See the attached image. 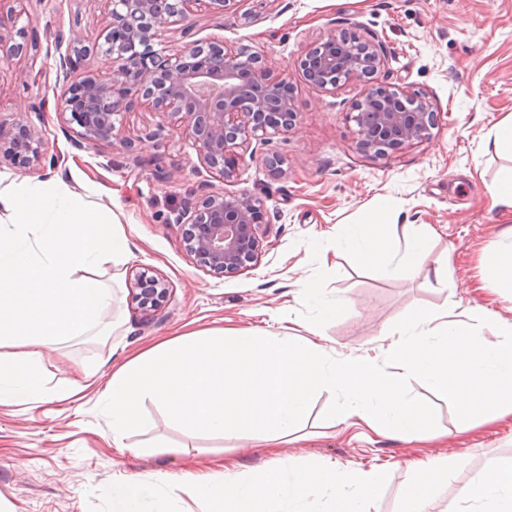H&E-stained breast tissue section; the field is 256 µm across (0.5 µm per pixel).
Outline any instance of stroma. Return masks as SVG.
<instances>
[{
	"mask_svg": "<svg viewBox=\"0 0 512 512\" xmlns=\"http://www.w3.org/2000/svg\"><path fill=\"white\" fill-rule=\"evenodd\" d=\"M25 49L0 62V121L34 127L43 141L41 177L68 180L73 192L111 210L128 236L130 252L119 266L104 264L96 277L110 288L114 326L108 335L75 336L49 352L50 387L69 389L82 368H97L106 383L115 365L170 337L210 329L244 330L277 318L279 333L309 336L330 356L378 353L385 329L418 307L450 303L483 309L512 324V290L486 274L489 252L506 243L512 208L492 205L487 187L512 156L488 148L493 127L512 114V0H237L215 14L192 10L162 30L157 50L211 39L263 54L274 76L294 89L299 119L285 134L257 145L233 181L212 179L213 190H247L260 196L267 222L258 264L219 277L186 254L176 217L196 192L200 175L182 124L135 104L124 120L134 150L117 144L76 146L56 112L55 36L99 33L109 21L106 0H15ZM347 29L377 34L388 63L379 82L429 96L438 126L429 140L385 159L355 150L349 112L364 86L340 85L334 93L311 87L297 66L304 47ZM282 160L279 172L265 155ZM388 200L397 224H428L430 257L414 271L383 274L336 248V227L356 223ZM447 265V283L431 271ZM149 270L168 288L151 313L132 302L130 275ZM318 283L336 315L304 298L301 280ZM413 394L432 401L437 428L404 441L375 434L355 420L324 419L330 392L318 394L305 425L267 447L256 437L223 439L189 433L165 411L148 404L146 428L125 447L112 445V428L94 388L70 403L0 405V507L5 512H89L100 491L126 479L164 471L174 478L203 474L217 463L247 477L275 459L327 466L377 467L389 475L373 512H398L411 461H451L455 478L438 486L440 508L477 472L512 460V421L476 420L458 432L447 401L421 381Z\"/></svg>",
	"mask_w": 512,
	"mask_h": 512,
	"instance_id": "obj_1",
	"label": "stroma"
}]
</instances>
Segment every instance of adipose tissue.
Returning a JSON list of instances; mask_svg holds the SVG:
<instances>
[{
  "label": "adipose tissue",
  "instance_id": "1",
  "mask_svg": "<svg viewBox=\"0 0 512 512\" xmlns=\"http://www.w3.org/2000/svg\"><path fill=\"white\" fill-rule=\"evenodd\" d=\"M391 205L336 227V245L384 272L420 267L426 238L400 232ZM128 241L108 213L74 194L62 179L21 180L0 194V405L65 400L49 388L44 352L70 336L106 335L112 294L94 269L119 264ZM400 512H431L449 462L411 464ZM471 512H512V463L494 464L461 486Z\"/></svg>",
  "mask_w": 512,
  "mask_h": 512
}]
</instances>
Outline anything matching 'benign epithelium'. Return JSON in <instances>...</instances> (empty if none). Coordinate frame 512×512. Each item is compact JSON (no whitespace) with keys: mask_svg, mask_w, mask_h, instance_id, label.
<instances>
[{"mask_svg":"<svg viewBox=\"0 0 512 512\" xmlns=\"http://www.w3.org/2000/svg\"><path fill=\"white\" fill-rule=\"evenodd\" d=\"M205 4L222 14L235 0H109L111 22L88 41L78 33L56 36L58 68L62 74L56 110L65 131L77 145L118 142L131 151L133 139L122 135L121 117L136 97L163 117L176 118L189 135L198 165L212 178L231 182L246 156L253 155V141L284 134L296 124L292 88L284 79L270 76L263 55L240 49L231 51L222 42L191 41L172 54L153 49L157 32L184 21L191 2ZM0 13V60L6 62L24 48L14 36L3 33ZM112 57V79L86 73L72 79L75 58L93 53ZM387 63L381 41L374 33L365 38L344 32L309 44L299 59L306 82L332 93L341 82L365 84L353 105L356 150L384 159L406 144L431 138L437 113L429 97L375 81ZM42 141L23 128L14 133L0 122V167L10 165L29 173L40 170ZM206 190L182 209L184 248L197 266L218 276H235L256 266L263 252L261 224L264 200L249 192ZM133 298L151 311L168 296V287L147 272L134 275Z\"/></svg>","mask_w":512,"mask_h":512,"instance_id":"obj_1","label":"benign epithelium"}]
</instances>
